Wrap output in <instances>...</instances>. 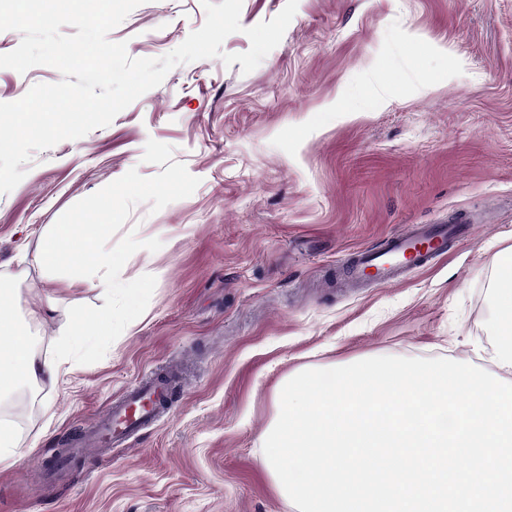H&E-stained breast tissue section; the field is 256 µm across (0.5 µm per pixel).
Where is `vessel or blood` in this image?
<instances>
[{"mask_svg":"<svg viewBox=\"0 0 512 512\" xmlns=\"http://www.w3.org/2000/svg\"><path fill=\"white\" fill-rule=\"evenodd\" d=\"M461 226L452 224H414L407 231L388 237L383 249L365 250L345 259L350 279L358 280L366 269H374L378 284L398 282L404 272L428 267L447 251L448 242L457 238ZM174 374H156L139 380L114 404L93 431L84 434L77 454L94 456L97 450L124 445L129 437L153 425L163 409V401L174 385Z\"/></svg>","mask_w":512,"mask_h":512,"instance_id":"obj_1","label":"vessel or blood"}]
</instances>
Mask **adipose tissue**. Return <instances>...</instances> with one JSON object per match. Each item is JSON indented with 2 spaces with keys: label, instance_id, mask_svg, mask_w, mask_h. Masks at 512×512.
I'll return each mask as SVG.
<instances>
[{
  "label": "adipose tissue",
  "instance_id": "1",
  "mask_svg": "<svg viewBox=\"0 0 512 512\" xmlns=\"http://www.w3.org/2000/svg\"><path fill=\"white\" fill-rule=\"evenodd\" d=\"M54 307L49 300L29 310L24 319L0 317V394L39 379H54L55 365L36 351L32 334L33 326Z\"/></svg>",
  "mask_w": 512,
  "mask_h": 512
}]
</instances>
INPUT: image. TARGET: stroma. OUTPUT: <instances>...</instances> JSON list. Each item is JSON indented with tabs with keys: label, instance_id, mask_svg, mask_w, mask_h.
<instances>
[{
	"label": "stroma",
	"instance_id": "stroma-1",
	"mask_svg": "<svg viewBox=\"0 0 512 512\" xmlns=\"http://www.w3.org/2000/svg\"><path fill=\"white\" fill-rule=\"evenodd\" d=\"M285 0H243L227 53ZM201 0H144L115 29L133 58H159L205 21ZM61 73L0 68V102ZM200 180L124 225L141 249L120 277L150 273L145 312L99 362L63 361L55 384L0 400L19 462L0 468V512H293L260 463L289 374L379 354L491 370L486 292L512 250V0H299L251 73L203 59L105 127L34 152L0 194V278L13 310L52 298L34 328L54 350L74 298L31 263L41 234L79 200L172 162ZM467 217L468 235L402 282L343 286L342 261L411 224ZM179 365L153 426L87 463L43 477L60 449L143 374Z\"/></svg>",
	"mask_w": 512,
	"mask_h": 512
}]
</instances>
